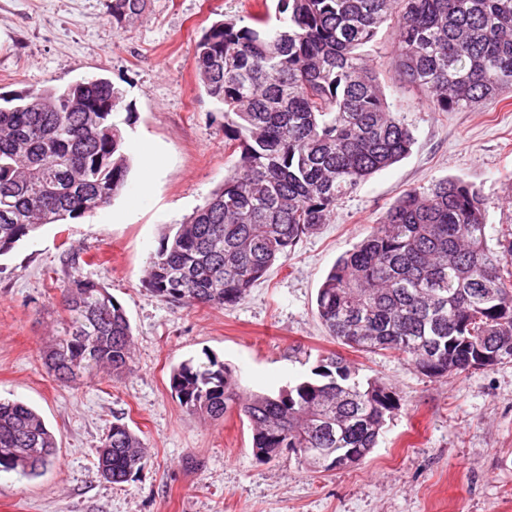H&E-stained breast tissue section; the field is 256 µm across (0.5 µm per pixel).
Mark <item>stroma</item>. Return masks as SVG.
Instances as JSON below:
<instances>
[{
  "label": "stroma",
  "instance_id": "obj_1",
  "mask_svg": "<svg viewBox=\"0 0 512 512\" xmlns=\"http://www.w3.org/2000/svg\"><path fill=\"white\" fill-rule=\"evenodd\" d=\"M110 3L0 0V93L108 78L122 94L114 119L131 157L128 185L109 205L45 225L0 256V399L38 410L58 442L41 476L0 472V512H512V362L430 378L402 356L338 344L316 314L337 258L407 190L464 179L482 193L489 241L512 232V90L487 106L435 112L383 74L392 112L414 134L411 153L362 182L244 302L182 306L145 287L149 256L236 160L224 148V114L198 81L195 44L214 21L248 20L276 0H148L123 27ZM146 153L159 171L144 193ZM67 246L130 320L129 374L63 386L43 365ZM208 354L232 369L243 393L279 391L334 354L360 380L395 387L401 406L350 468L317 472L290 453L262 463L237 410L213 421L186 413L171 394L173 367ZM118 417L150 455L121 487L100 477L96 455Z\"/></svg>",
  "mask_w": 512,
  "mask_h": 512
}]
</instances>
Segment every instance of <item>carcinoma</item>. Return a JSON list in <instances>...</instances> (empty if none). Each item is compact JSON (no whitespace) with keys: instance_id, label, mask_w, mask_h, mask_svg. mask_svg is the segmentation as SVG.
Segmentation results:
<instances>
[{"instance_id":"carcinoma-1","label":"carcinoma","mask_w":512,"mask_h":512,"mask_svg":"<svg viewBox=\"0 0 512 512\" xmlns=\"http://www.w3.org/2000/svg\"><path fill=\"white\" fill-rule=\"evenodd\" d=\"M147 0H112V21L140 18ZM241 25L214 22L196 44L199 81L222 105L224 136L239 159L206 203L163 238L145 283L186 306L234 307L336 205L374 173L406 157L412 131L390 111L364 49L386 24L397 36L391 71L436 112L495 102L512 89V0H277ZM0 255L46 224L92 215L126 186L131 159L112 121L121 94L105 78L0 97ZM71 272L63 315L42 352L67 385L133 371L132 329L100 282ZM317 316L338 343L401 355L444 378L512 362V236L488 244L480 191L459 178L408 190L373 233L341 256L317 292ZM170 390L190 414L224 418L237 406L260 462L288 448L314 469L365 458L396 389L363 385L340 356L276 394L237 391L215 356L189 359ZM43 418L0 401V471L34 476L55 458ZM147 464L142 439L117 420L98 449L100 476L130 481Z\"/></svg>"}]
</instances>
